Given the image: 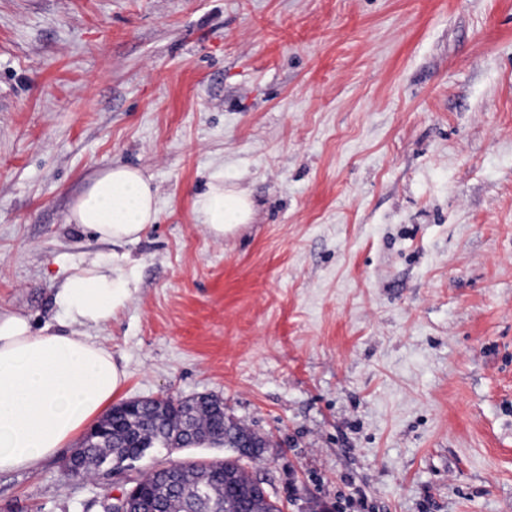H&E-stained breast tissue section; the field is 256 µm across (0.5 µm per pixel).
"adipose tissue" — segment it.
<instances>
[{
  "label": "adipose tissue",
  "mask_w": 512,
  "mask_h": 512,
  "mask_svg": "<svg viewBox=\"0 0 512 512\" xmlns=\"http://www.w3.org/2000/svg\"><path fill=\"white\" fill-rule=\"evenodd\" d=\"M195 210L216 239L248 223L254 204L245 192L211 177ZM158 220L155 192L137 168L109 165L76 197L69 223L112 243L138 240ZM129 279L98 262L71 268L55 302L68 333L34 328L29 316L0 309V472L35 467L72 443L119 394L127 373L87 335L106 325L131 296Z\"/></svg>",
  "instance_id": "adipose-tissue-1"
}]
</instances>
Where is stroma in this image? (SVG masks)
Returning a JSON list of instances; mask_svg holds the SVG:
<instances>
[{
  "label": "stroma",
  "instance_id": "35a3bbf8",
  "mask_svg": "<svg viewBox=\"0 0 512 512\" xmlns=\"http://www.w3.org/2000/svg\"><path fill=\"white\" fill-rule=\"evenodd\" d=\"M159 219L68 223L111 164ZM255 214L213 239L215 169ZM97 261L133 295L88 334L119 401L200 393L265 437L283 512H512V0H0V308L57 323ZM0 473V512H102L159 449Z\"/></svg>",
  "mask_w": 512,
  "mask_h": 512
}]
</instances>
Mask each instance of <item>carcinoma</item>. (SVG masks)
I'll return each mask as SVG.
<instances>
[{
	"mask_svg": "<svg viewBox=\"0 0 512 512\" xmlns=\"http://www.w3.org/2000/svg\"><path fill=\"white\" fill-rule=\"evenodd\" d=\"M193 427L195 433L183 434L162 423L115 421L109 436L80 449L82 467L78 471L66 468L67 476L87 477L95 473L98 458L134 456L138 446L146 441L172 437V446L176 448L205 442L222 445L224 436L240 429L235 421L226 418L224 433L217 432V424L203 406L194 412ZM141 482L148 512H281L275 502L250 493L252 478L237 457L184 463L180 488L166 478L165 472L156 469L143 476Z\"/></svg>",
	"mask_w": 512,
	"mask_h": 512,
	"instance_id": "1",
	"label": "carcinoma"
}]
</instances>
